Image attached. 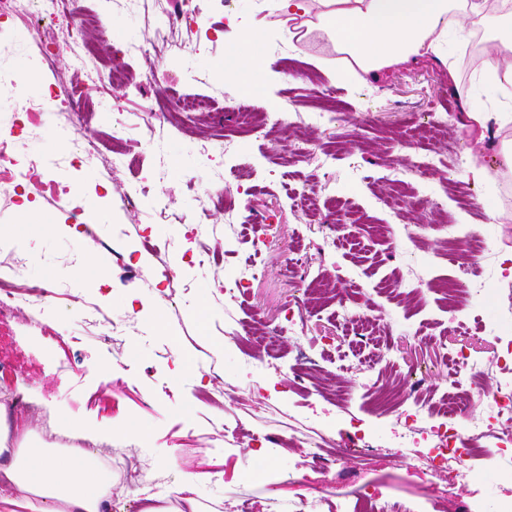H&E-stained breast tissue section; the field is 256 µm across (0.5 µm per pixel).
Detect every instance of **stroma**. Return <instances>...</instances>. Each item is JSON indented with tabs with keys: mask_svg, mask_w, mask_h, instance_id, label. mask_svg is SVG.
I'll list each match as a JSON object with an SVG mask.
<instances>
[{
	"mask_svg": "<svg viewBox=\"0 0 512 512\" xmlns=\"http://www.w3.org/2000/svg\"><path fill=\"white\" fill-rule=\"evenodd\" d=\"M201 7L208 36L182 28L183 49L164 79L128 87L111 86L105 67L166 24L159 0H73L74 12L100 18L92 33L100 57L82 63L62 41L53 65L43 64L35 21L0 19V129L12 131L19 164L36 161L43 173L28 189L0 181V261H19L25 281L50 291L40 309L0 324L6 383L37 404L24 431L44 448L75 431L110 439L129 456L150 449L164 486L199 473L193 495L206 512H281L300 497L325 499L324 512H356L373 490L398 507L496 512L498 499L512 496V473L484 457L461 472L432 465L428 434H407L399 410L381 413L373 403L383 392L403 399L413 387L441 397L469 373L448 351L481 358L492 388L508 357L485 329L512 332V280L499 269L512 250V179L490 191L466 177L467 133L447 66L427 59L366 84L339 81L325 38L289 46L275 0ZM233 18L258 33L270 67L228 84ZM74 78L89 101L75 127L63 98ZM50 87L56 99L47 98ZM326 92L338 121L320 116ZM185 94L203 96L208 109L182 111L175 102ZM162 105L169 111L158 126L151 111ZM287 110L302 114L301 135L241 127L244 113ZM443 114L447 138H429ZM300 138L308 155L295 150ZM87 141L97 157L71 166L74 144ZM422 149L445 160L428 176L414 170ZM322 152L331 156L324 167ZM127 155L137 167L124 163ZM397 171L409 191L393 209ZM452 180L481 209L448 195ZM307 192L312 214L294 205ZM26 202L34 221L20 229ZM434 203L446 224L430 225ZM203 208L205 237L195 225ZM102 212L109 223H98ZM81 223L92 236L78 234ZM453 228L476 230L486 251L449 261L442 239ZM246 266L255 277L241 295L225 294V280ZM88 301L109 320L113 342L81 326ZM202 304L212 312L204 323L195 317ZM345 308L379 328L360 338L345 331ZM158 313L166 331L152 327ZM275 327L282 335L268 338ZM317 448L349 454L323 469L312 463Z\"/></svg>",
	"mask_w": 512,
	"mask_h": 512,
	"instance_id": "obj_1",
	"label": "stroma"
}]
</instances>
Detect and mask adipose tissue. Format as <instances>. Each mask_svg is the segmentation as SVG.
Segmentation results:
<instances>
[{
	"instance_id": "ef3b65f1",
	"label": "adipose tissue",
	"mask_w": 512,
	"mask_h": 512,
	"mask_svg": "<svg viewBox=\"0 0 512 512\" xmlns=\"http://www.w3.org/2000/svg\"><path fill=\"white\" fill-rule=\"evenodd\" d=\"M289 37L315 33L325 37L343 66L340 80L360 83L422 59L446 60L448 51L465 50L478 28L494 36L491 55L474 68L489 93L478 98L472 87L456 84L463 127L483 145L489 121L512 124V0H277ZM237 57L224 78L262 73L264 54L255 50L254 30L240 26ZM8 407L0 403V512H108L112 477L99 456L80 446L38 448L21 435L8 447Z\"/></svg>"
}]
</instances>
